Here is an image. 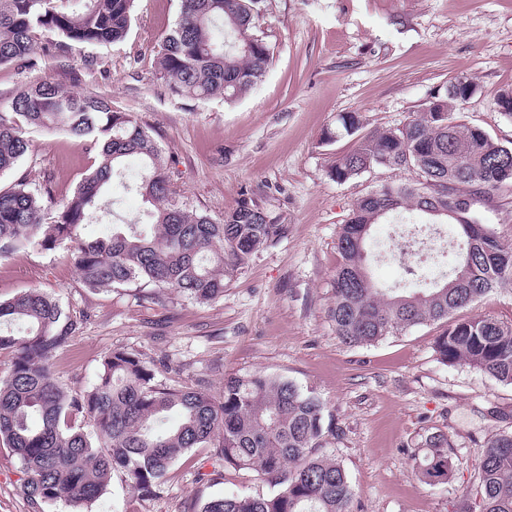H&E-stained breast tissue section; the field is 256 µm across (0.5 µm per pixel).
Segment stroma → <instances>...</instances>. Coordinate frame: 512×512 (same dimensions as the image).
Listing matches in <instances>:
<instances>
[{"label": "stroma", "mask_w": 512, "mask_h": 512, "mask_svg": "<svg viewBox=\"0 0 512 512\" xmlns=\"http://www.w3.org/2000/svg\"><path fill=\"white\" fill-rule=\"evenodd\" d=\"M178 12L179 0H135L123 41L1 68L0 101L44 77L107 98L113 109L140 115L188 205L219 219L248 197L287 225V237L208 303L170 290L144 303L137 283L90 290L65 243L1 259L0 300L36 287L71 314L89 313L53 367L69 389L90 387L102 357L116 348L170 365L162 379L175 388L201 379L217 391L230 373L280 375L316 393L332 416L336 434L323 453L346 470L350 512H459L484 442L512 430V386L439 363V323L367 346L337 337L329 308L340 227L358 199L416 175L375 168L335 182L327 168L354 140L325 146L319 138L344 112L360 113L368 132L397 126L418 115L431 93L469 77L479 91L461 107L459 122L512 146V119L497 104L501 91L512 89V0H267L261 28L275 46L274 62L231 104L175 96L160 77L159 45ZM30 138V156L0 175V187L46 171L57 196L70 194L90 154L60 130ZM477 215L512 243V187L496 191ZM392 232L387 222L371 229L372 277L381 288L416 287L403 256L383 255ZM437 431L448 436L454 467L448 483L432 486L420 480L413 456L422 437ZM21 476L19 461L0 445V512H199L213 497L274 490L255 473L225 467L210 448L176 463L155 500L133 498L116 474L92 504L36 505L20 493Z\"/></svg>", "instance_id": "obj_1"}]
</instances>
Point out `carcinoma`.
Masks as SVG:
<instances>
[{"label": "carcinoma", "instance_id": "obj_1", "mask_svg": "<svg viewBox=\"0 0 512 512\" xmlns=\"http://www.w3.org/2000/svg\"><path fill=\"white\" fill-rule=\"evenodd\" d=\"M135 0H0V67L34 64L42 45L62 53L77 44L117 43L127 36ZM266 0H181L174 27L157 55L172 93L232 103L265 77L273 50L258 20ZM477 92L462 77L431 96L409 122L361 133L357 112L338 115L323 134L333 143L355 137L328 176L346 182L376 168L414 169L418 180L383 186L354 204L342 225L340 261L332 280L330 319L349 345H371L431 322L446 325L434 351L444 365L465 364L512 385V324L493 318L452 320L495 288H512V247L504 245L477 206L512 186V148L456 114ZM60 126L94 166L67 197L55 199L44 172L0 188V259L26 247L66 242L91 290L145 281L196 302L224 296L226 281L262 249L288 234L271 212L245 199L217 221L187 206L149 128L104 97L71 92L51 78L21 84L0 110V174L30 151L31 129ZM134 190L149 203L150 222L112 225L106 238L81 230L116 216L114 190ZM447 224L453 234L448 273L426 288L385 290L372 281L366 245L372 225L406 210ZM53 297L30 288L0 301V443L21 462V492L32 501L87 504L119 472L142 499L163 492L172 466L194 448H214L224 466L271 481L269 495H233L205 502L200 512H347V473L321 456L324 405L283 377L265 373L224 377L219 397L203 385L174 388L157 380L168 369L124 349L103 358L86 390H67L53 375L58 352L83 328ZM83 417L94 435L75 425ZM415 457L428 485L450 478L448 436L433 432ZM478 512H512V431L484 444L478 469Z\"/></svg>", "mask_w": 512, "mask_h": 512}]
</instances>
